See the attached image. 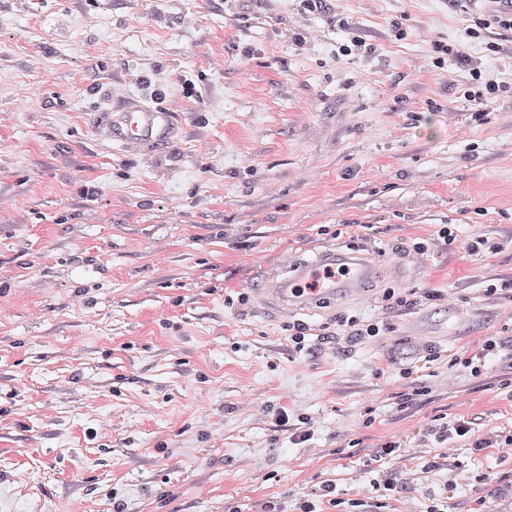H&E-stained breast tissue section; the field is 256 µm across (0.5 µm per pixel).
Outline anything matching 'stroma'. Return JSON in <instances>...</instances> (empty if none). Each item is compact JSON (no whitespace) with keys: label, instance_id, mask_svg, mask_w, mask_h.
I'll use <instances>...</instances> for the list:
<instances>
[{"label":"stroma","instance_id":"stroma-1","mask_svg":"<svg viewBox=\"0 0 512 512\" xmlns=\"http://www.w3.org/2000/svg\"><path fill=\"white\" fill-rule=\"evenodd\" d=\"M481 12L0 0V512H300L326 484L371 512H512V449L472 445L512 434V104L474 120L452 54L512 86V32L465 35ZM132 89L177 115L151 162L92 131ZM348 249L396 277L311 312L261 290L286 254ZM344 312L388 330L334 336ZM302 415L315 433L296 444ZM460 418L468 436L426 439Z\"/></svg>","mask_w":512,"mask_h":512}]
</instances>
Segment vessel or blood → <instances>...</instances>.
Here are the masks:
<instances>
[{"instance_id": "1", "label": "vessel or blood", "mask_w": 512, "mask_h": 512, "mask_svg": "<svg viewBox=\"0 0 512 512\" xmlns=\"http://www.w3.org/2000/svg\"><path fill=\"white\" fill-rule=\"evenodd\" d=\"M92 128L101 141L121 146L129 156L147 159L171 138L176 117L158 100L125 93L95 113ZM336 262L337 270L316 272L308 263L287 258L283 267L267 272L263 289L284 305L312 308L327 300L360 295L373 277L397 273L395 266L380 267L353 252L337 253Z\"/></svg>"}]
</instances>
